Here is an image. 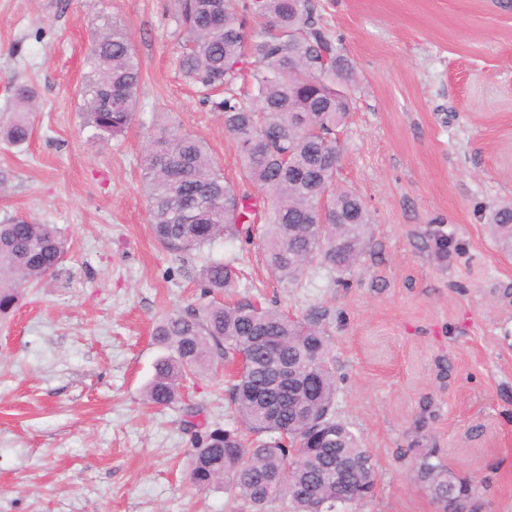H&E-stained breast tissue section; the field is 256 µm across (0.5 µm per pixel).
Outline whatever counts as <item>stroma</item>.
Instances as JSON below:
<instances>
[{
  "label": "stroma",
  "mask_w": 512,
  "mask_h": 512,
  "mask_svg": "<svg viewBox=\"0 0 512 512\" xmlns=\"http://www.w3.org/2000/svg\"><path fill=\"white\" fill-rule=\"evenodd\" d=\"M176 0H0V119L29 86L32 136L0 142V221L55 224L70 248L0 321V512H244L223 486L187 479V404L229 420L216 368L181 403L144 390L158 317L203 302L209 257L242 269L235 299L294 315L326 310L336 413L377 468L358 512H439L399 449H436L489 480L482 512H512V256L485 226L512 200V0H319L356 73L336 183L367 204L370 245L347 274L279 282L258 244L175 258L149 229L141 159L158 116L203 137L230 181L233 138L183 76ZM127 32L142 79L133 124H86L84 55L103 25ZM448 237L437 254L432 239Z\"/></svg>",
  "instance_id": "35a3bbf8"
}]
</instances>
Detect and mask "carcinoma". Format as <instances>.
<instances>
[{
	"mask_svg": "<svg viewBox=\"0 0 512 512\" xmlns=\"http://www.w3.org/2000/svg\"><path fill=\"white\" fill-rule=\"evenodd\" d=\"M176 19L187 35L179 66L222 113L234 139L242 177L270 195L260 214L224 178L200 137L169 120L156 122L142 158L149 226L154 238L182 256L217 240L252 242L255 216L265 231L262 250L270 272L294 284L314 262L346 273L369 244L371 215L353 191L336 186L343 146L336 132L351 110L347 87L355 72L320 24L315 0H177ZM82 89L87 124L117 136L131 125L141 70L127 33L114 25L99 32L84 59ZM16 109L0 122V139L13 147L31 137L27 107L33 97L15 88ZM487 227L498 250L512 255V202L494 209ZM68 242L54 224L9 218L0 222V316L10 314L22 291L43 283L61 264ZM199 280L206 293L238 287L239 272L222 258L209 259ZM165 350L145 387V401L170 406L184 382L214 364L242 372L226 389L231 422L211 426L200 409L187 407L181 425L191 433V484L216 483L248 512H333L336 484L357 494L347 512L373 492L377 471L349 424L336 416L333 337L317 308L291 316L277 306L215 299L166 314L153 330ZM294 371L275 377L277 363ZM412 478L435 500L476 488L435 452L409 458Z\"/></svg>",
	"mask_w": 512,
	"mask_h": 512,
	"instance_id": "cac0c4a2",
	"label": "carcinoma"
}]
</instances>
